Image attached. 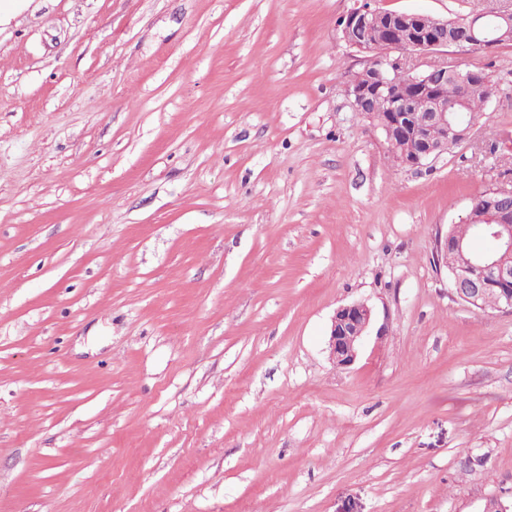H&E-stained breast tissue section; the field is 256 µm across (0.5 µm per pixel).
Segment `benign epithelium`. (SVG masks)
<instances>
[{
	"mask_svg": "<svg viewBox=\"0 0 512 512\" xmlns=\"http://www.w3.org/2000/svg\"><path fill=\"white\" fill-rule=\"evenodd\" d=\"M373 24L390 29H406L408 36L399 43L374 49L360 43L357 34ZM512 24L509 0H485V6L456 20L453 26L438 17L415 12H397L378 6L377 0H358L357 6L337 20V28L348 38L347 45L365 54V65L346 83V94L354 111L367 115L375 132L386 131L384 143L395 161L406 167H420L442 153L428 137L432 127L442 130L443 141L466 142L475 134L476 124H462L448 111L442 97L443 84L454 75L463 87L482 82L487 86L486 100L496 94L495 86L477 70H461L448 59L451 46H470L491 53L500 45L497 29ZM374 97L386 101L387 111L368 112ZM419 143L412 156L398 153L393 131ZM490 195L488 237L492 252L451 270L452 296L476 311L485 310L483 299L498 291L500 310L512 311V188H487ZM373 321L372 308L355 301L339 306L331 318L327 338L329 360L338 368L355 364L366 333Z\"/></svg>",
	"mask_w": 512,
	"mask_h": 512,
	"instance_id": "1",
	"label": "benign epithelium"
}]
</instances>
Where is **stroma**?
<instances>
[{
    "label": "stroma",
    "mask_w": 512,
    "mask_h": 512,
    "mask_svg": "<svg viewBox=\"0 0 512 512\" xmlns=\"http://www.w3.org/2000/svg\"><path fill=\"white\" fill-rule=\"evenodd\" d=\"M354 5L27 0L0 25V512L512 500V313L434 265L512 187V43L449 47L498 92L403 167L345 92ZM353 301L375 331L339 369ZM372 321V308L365 302H350L336 309L327 338L328 358L336 367L346 369L355 364Z\"/></svg>",
    "instance_id": "stroma-1"
}]
</instances>
